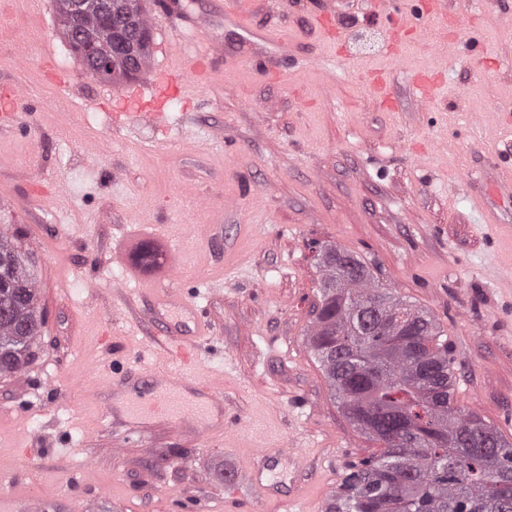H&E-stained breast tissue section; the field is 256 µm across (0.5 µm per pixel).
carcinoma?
Segmentation results:
<instances>
[{"label":"carcinoma","instance_id":"1","mask_svg":"<svg viewBox=\"0 0 512 512\" xmlns=\"http://www.w3.org/2000/svg\"><path fill=\"white\" fill-rule=\"evenodd\" d=\"M57 16L76 49L112 58L110 80L141 73L152 32L142 0H112L113 20L137 23V59L112 53V27L91 14L71 35V0ZM322 252L317 315L307 333L345 416L380 450L351 467L326 512H512V442L454 403L455 358L425 311L374 283L368 267L336 279V254ZM0 375L27 364L44 328L34 273L14 239L0 232Z\"/></svg>","mask_w":512,"mask_h":512}]
</instances>
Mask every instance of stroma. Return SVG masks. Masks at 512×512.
<instances>
[{"mask_svg": "<svg viewBox=\"0 0 512 512\" xmlns=\"http://www.w3.org/2000/svg\"><path fill=\"white\" fill-rule=\"evenodd\" d=\"M429 2L373 14L343 0L327 34L310 0H257L254 24L288 29L308 66L267 80L247 60L216 61L195 99L167 105L188 140L159 146L151 127L112 131L105 115L169 62L174 22L157 18L146 69L108 86L85 73L54 7L36 18L28 0H0L16 32L0 47V88L29 90L32 105L0 135V228L28 255L45 317L30 363L0 376L6 490L25 486L43 512H222L225 464H246L259 444L266 484L305 493L288 512H324L379 448L306 342L330 245L435 316L457 403L512 440V273L462 179L489 149L512 165V0H448L464 23L436 59ZM435 64L420 100L412 78ZM365 69L385 73L391 106ZM143 217L161 238L126 239ZM164 273L214 321L199 367L224 384L223 439L162 421L128 433L94 398L93 362H155L147 289ZM108 322L121 349L99 342Z\"/></svg>", "mask_w": 512, "mask_h": 512, "instance_id": "1", "label": "stroma"}]
</instances>
